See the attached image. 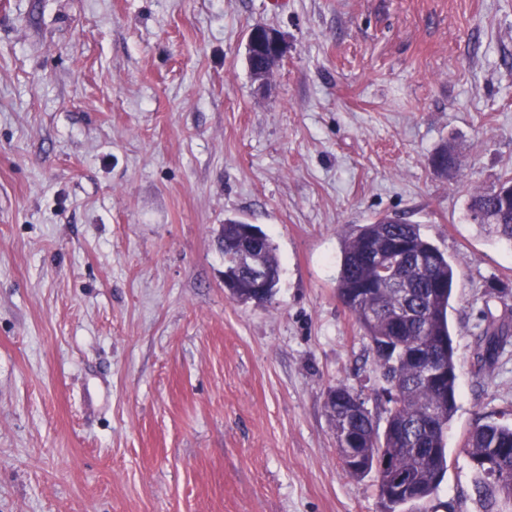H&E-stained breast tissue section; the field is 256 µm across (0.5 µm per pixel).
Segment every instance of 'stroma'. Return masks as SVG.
I'll return each mask as SVG.
<instances>
[{
  "label": "stroma",
  "instance_id": "stroma-1",
  "mask_svg": "<svg viewBox=\"0 0 512 512\" xmlns=\"http://www.w3.org/2000/svg\"><path fill=\"white\" fill-rule=\"evenodd\" d=\"M288 53L266 84L250 29ZM459 176L428 164L441 145ZM512 174V0H0V512H386L325 396L381 382L336 296L341 230L418 224L456 268L448 471L409 512H484L465 448L512 422V242L468 197ZM276 246L224 289V220ZM248 49L250 53L261 52L266 54L275 63L272 70L258 80L259 84L263 85L281 58L287 54L288 42L280 31L265 26H256L249 33ZM243 224L249 223L237 217H228L224 220V288L228 292L229 298L234 301L241 303L254 302L257 296L251 288L247 287L248 280L258 296H262L264 288H266L265 294L259 299L260 303H258L263 304L273 297L280 280V265L276 255V247L271 238L260 227L251 226L256 231L252 238V241L256 242V246L252 250L254 256L258 257V260L265 265L268 277L264 269L253 266L246 271V280L243 265L238 257L241 241L244 237L245 225ZM484 325L477 336V375L483 374L487 364L505 349L508 336L512 335L511 321L494 316L489 308L484 314Z\"/></svg>",
  "mask_w": 512,
  "mask_h": 512
}]
</instances>
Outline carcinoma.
I'll return each mask as SVG.
<instances>
[{
    "mask_svg": "<svg viewBox=\"0 0 512 512\" xmlns=\"http://www.w3.org/2000/svg\"><path fill=\"white\" fill-rule=\"evenodd\" d=\"M473 220L512 241V196L496 190L470 195ZM245 221L224 219V288L241 303L269 301L280 280V265L271 238L258 226L254 256L265 265L268 288L261 298L247 287L238 253ZM342 258L337 296L368 340L387 396L385 429L379 431L371 412H350L356 395L338 383L326 393L325 408L336 436L341 467L350 478L376 474L379 496L387 512H403L409 503L439 490L447 471L445 438L456 410V360L448 324L456 270L448 257L424 238L419 225L398 224L388 215L342 231ZM512 323L488 311L477 336V374L505 349ZM429 350L439 373L427 376L418 354ZM464 447L473 463L497 465L498 479L489 481L477 469L475 492L493 507L512 505V424L475 426Z\"/></svg>",
    "mask_w": 512,
    "mask_h": 512,
    "instance_id": "cac0c4a2",
    "label": "carcinoma"
}]
</instances>
